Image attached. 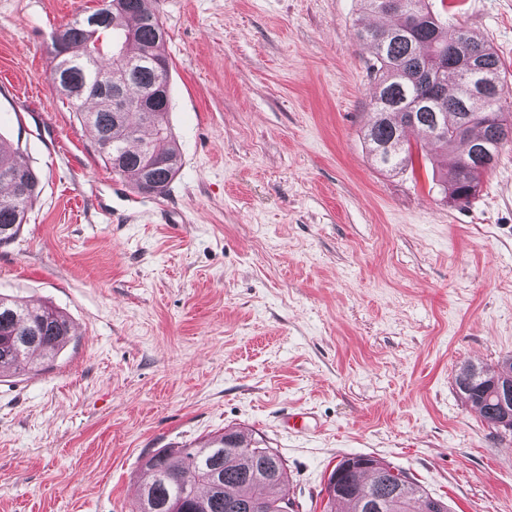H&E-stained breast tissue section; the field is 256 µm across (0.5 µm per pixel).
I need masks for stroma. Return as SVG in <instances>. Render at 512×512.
<instances>
[{"label": "stroma", "mask_w": 512, "mask_h": 512, "mask_svg": "<svg viewBox=\"0 0 512 512\" xmlns=\"http://www.w3.org/2000/svg\"><path fill=\"white\" fill-rule=\"evenodd\" d=\"M428 3L492 45L512 109V0ZM97 5L0 0V136L40 175L0 294L74 326L44 370L0 373V512H130L148 453L226 429L286 460L299 512L354 454L451 512H512V435L455 387L512 352V146L464 207L419 134L382 172L359 0H151L182 168L140 195L48 78L53 29Z\"/></svg>", "instance_id": "35a3bbf8"}]
</instances>
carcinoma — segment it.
<instances>
[{
    "label": "carcinoma",
    "instance_id": "carcinoma-1",
    "mask_svg": "<svg viewBox=\"0 0 512 512\" xmlns=\"http://www.w3.org/2000/svg\"><path fill=\"white\" fill-rule=\"evenodd\" d=\"M150 0H99L91 13L77 16L52 32L54 65L50 80L68 100L78 119L92 129L104 165L137 192L151 185L163 194L182 165V153L169 123L168 60L162 53L167 32ZM365 13L388 15L383 28L360 26L358 41L374 54L370 76L373 117L362 131L369 155L386 172L412 162L408 136L416 131L455 155L439 170L449 201L468 204L482 177L512 145V115L502 111L505 73L487 40L460 27L448 33L427 0H360ZM418 18L410 36H401L410 18ZM112 71V84L97 74ZM162 89L151 118L141 107L144 92ZM122 90L129 107L112 109V89ZM39 178L19 148L0 137V244L16 238L27 223ZM71 324L56 308L35 306L0 295V371L22 365L37 371L35 361L58 352L69 341ZM477 367L471 381L456 389L476 407L491 428L512 398L493 388L502 365ZM149 481L131 512H145V502L175 506L176 512H296L288 497V473L272 448L238 431L214 435L203 443L160 450L145 459ZM328 507L340 502L346 512H450L448 503L397 479L392 467L372 456L342 458L327 482Z\"/></svg>",
    "mask_w": 512,
    "mask_h": 512
}]
</instances>
